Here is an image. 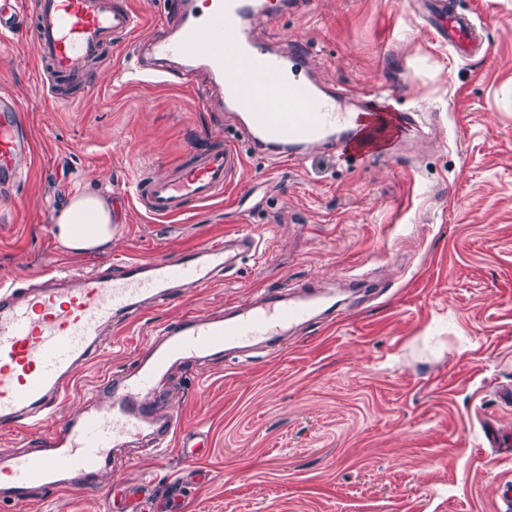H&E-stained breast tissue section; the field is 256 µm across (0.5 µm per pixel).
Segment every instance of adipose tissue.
Masks as SVG:
<instances>
[{"label":"adipose tissue","mask_w":512,"mask_h":512,"mask_svg":"<svg viewBox=\"0 0 512 512\" xmlns=\"http://www.w3.org/2000/svg\"><path fill=\"white\" fill-rule=\"evenodd\" d=\"M112 201L100 188L86 185L70 192L55 218V237L74 253H90L111 244Z\"/></svg>","instance_id":"adipose-tissue-1"}]
</instances>
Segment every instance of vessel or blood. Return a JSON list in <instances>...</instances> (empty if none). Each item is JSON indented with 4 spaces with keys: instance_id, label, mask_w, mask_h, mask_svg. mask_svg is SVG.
Instances as JSON below:
<instances>
[{
    "instance_id": "obj_1",
    "label": "vessel or blood",
    "mask_w": 512,
    "mask_h": 512,
    "mask_svg": "<svg viewBox=\"0 0 512 512\" xmlns=\"http://www.w3.org/2000/svg\"><path fill=\"white\" fill-rule=\"evenodd\" d=\"M310 3L171 0L177 24L159 28L145 42L152 79L164 82V66L171 61L203 71L220 86L250 148L279 164L299 161L311 148L328 144L358 155L389 128L415 124L409 112L390 117L366 106L349 111L341 93L312 78L285 83V72L302 64L300 52L257 41L252 21L260 18L273 27L288 10ZM433 6L449 45L479 49L473 23L450 0H434ZM138 26L139 17L125 0H30L24 11L18 0H0V34L31 32L43 67L41 88L55 101L66 79L104 50L123 55ZM32 157L27 113L16 99L0 97V189L17 183L23 163ZM243 166L233 145L195 150L170 176L140 177L135 200L156 219L173 217L186 212L189 203L223 197ZM256 248L253 234L241 232L151 259H120L102 271L56 274L22 292L0 287V431L40 424L56 411L84 366L101 352L105 329L148 307L178 301L185 287H207ZM334 298V292L313 282H287L230 315L217 308L180 316L150 338L148 353L132 373L110 382L105 406L62 419L36 450L0 448V503H25L37 487L57 492L74 484L97 486L115 448L132 438L149 439L159 453L177 435L182 448L194 447V435H179L178 416L157 401L158 378L177 367L212 362L227 352L244 355L277 341L316 319L318 307ZM123 498L124 506L114 512H155L142 487H126Z\"/></svg>"
}]
</instances>
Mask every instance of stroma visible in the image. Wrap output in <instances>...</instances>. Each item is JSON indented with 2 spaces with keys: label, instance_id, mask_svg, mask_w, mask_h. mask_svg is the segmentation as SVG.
Here are the masks:
<instances>
[{
  "label": "stroma",
  "instance_id": "35a3bbf8",
  "mask_svg": "<svg viewBox=\"0 0 512 512\" xmlns=\"http://www.w3.org/2000/svg\"><path fill=\"white\" fill-rule=\"evenodd\" d=\"M484 35L483 54L459 55L436 34L427 0H314L258 36L297 45L311 74L352 98L379 94L384 112H421L398 148L354 162L322 147L295 164L253 153L233 118L182 86H142L139 55L104 59L62 102L43 97L24 33L0 36V96L16 98L33 129L34 156L12 198L0 199V278L26 288L37 274L88 271L147 259L248 229L257 252L210 287L105 330L80 386L41 427L0 435V448L34 447L58 416L104 404L98 388L133 366L154 330L186 310L250 302L286 281L336 291V321L292 331L281 347L180 368L158 398L203 433L205 455L165 458L150 443L117 451L94 488L34 494L0 512H111L126 483L165 486L195 468L182 512H506L512 446V0H452ZM126 67L117 87L115 64ZM233 141L245 167L223 199L165 224L133 203L140 170L163 176L194 147ZM111 188L120 230L100 252L75 255L49 223L83 181ZM366 271L378 294L347 288Z\"/></svg>",
  "mask_w": 512,
  "mask_h": 512
}]
</instances>
